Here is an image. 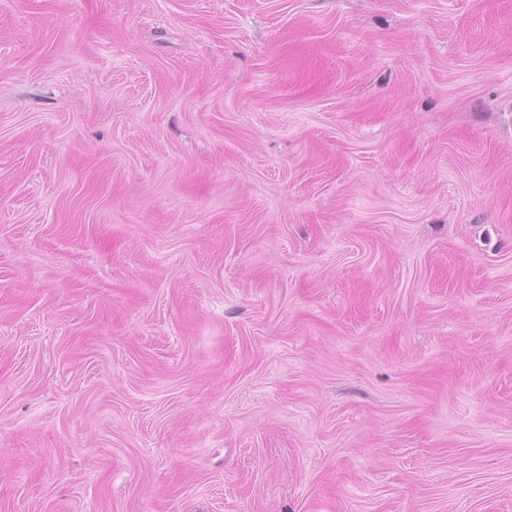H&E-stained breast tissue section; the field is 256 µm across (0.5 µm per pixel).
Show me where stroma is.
Here are the masks:
<instances>
[{
    "instance_id": "1",
    "label": "stroma",
    "mask_w": 512,
    "mask_h": 512,
    "mask_svg": "<svg viewBox=\"0 0 512 512\" xmlns=\"http://www.w3.org/2000/svg\"><path fill=\"white\" fill-rule=\"evenodd\" d=\"M0 512H512V0H0Z\"/></svg>"
}]
</instances>
